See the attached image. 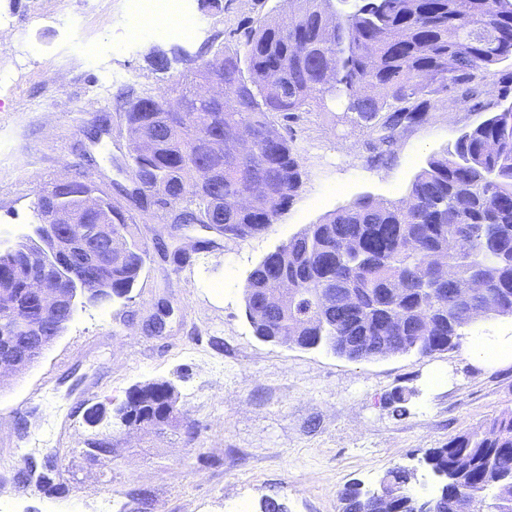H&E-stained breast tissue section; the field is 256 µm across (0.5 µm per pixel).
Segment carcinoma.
Listing matches in <instances>:
<instances>
[{
    "mask_svg": "<svg viewBox=\"0 0 512 512\" xmlns=\"http://www.w3.org/2000/svg\"><path fill=\"white\" fill-rule=\"evenodd\" d=\"M278 21H260L240 47L203 58L195 77L153 94H124L123 121L135 135L118 171L137 184L124 189L141 211L178 213L230 237L258 234L298 195L305 172L269 113L295 117L345 98L366 123L385 116L369 143L372 160L392 153L398 134L428 121L434 97L482 109L480 76L512 61V0H358L340 18L332 0H293ZM248 76L242 75L241 63ZM224 84L221 98L205 89ZM90 181H56L42 195L67 198V223L110 224L129 250L106 268L76 265L99 279L103 304L131 293L146 250L134 221L105 193L89 215L81 195ZM33 237L0 252V353H11L45 322V337L65 330L74 312L43 318L26 281L34 271ZM255 336H293L304 349L324 347L352 361L394 353L454 350L479 320L512 317V107L461 131L434 155L397 202L369 195L310 224L268 253L243 285ZM121 414L164 431L182 424L169 380L135 385L97 425ZM427 464L441 478L423 506L408 485L414 474L387 472L390 499L378 503L358 483L339 491L342 512H512V408L431 448Z\"/></svg>",
    "mask_w": 512,
    "mask_h": 512,
    "instance_id": "obj_1",
    "label": "carcinoma"
}]
</instances>
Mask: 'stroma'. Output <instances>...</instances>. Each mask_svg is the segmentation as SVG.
Masks as SVG:
<instances>
[{
	"instance_id": "obj_1",
	"label": "stroma",
	"mask_w": 512,
	"mask_h": 512,
	"mask_svg": "<svg viewBox=\"0 0 512 512\" xmlns=\"http://www.w3.org/2000/svg\"><path fill=\"white\" fill-rule=\"evenodd\" d=\"M198 34H160V19L126 11V0H0L16 33L0 45V69L23 64L20 82L0 89V238L18 240L37 221L35 202L49 183L80 174L133 215L148 255L123 299L77 308L66 331L32 367L0 378V512H259L264 499L288 512H341L338 492L352 481L377 487L387 471L416 469L413 492L432 495L428 449L485 424L512 406V364L484 368L465 350L422 357L400 353L351 361L331 351L266 342L244 312L248 273L306 225L369 194L405 197L431 156L461 130L512 105L496 90L512 64L485 72V109L445 98L430 120L401 134L392 158L370 160L368 129L340 103L270 122L291 139L305 169L294 200L260 234L232 238L197 224L173 226L165 211L142 215L119 187L115 161L128 139L120 92L175 86L207 47L235 48L264 19L288 15L290 0H223L218 12L189 0ZM58 16L71 27L55 24ZM169 59L167 70L152 64ZM122 73L107 102L84 99L105 74ZM181 247L184 261L171 250ZM171 314L163 328L161 306ZM442 382L431 383L434 372ZM171 380L197 438L140 430L113 434L112 462L82 453L92 434L84 412L121 402L133 385ZM409 392L408 413L393 417L388 398ZM51 461L59 491L24 478L28 460Z\"/></svg>"
}]
</instances>
